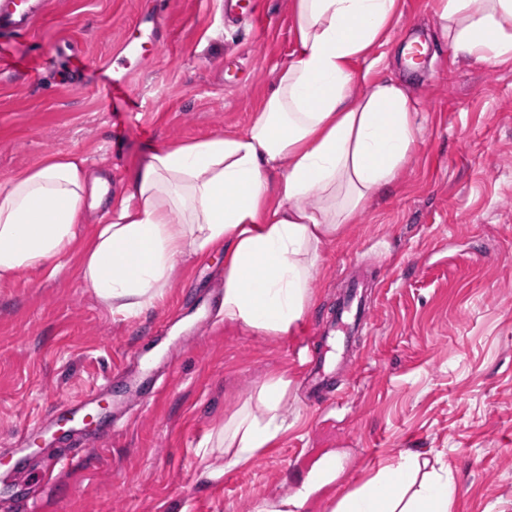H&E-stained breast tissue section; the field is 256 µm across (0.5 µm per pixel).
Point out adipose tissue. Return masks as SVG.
Masks as SVG:
<instances>
[{"mask_svg":"<svg viewBox=\"0 0 512 512\" xmlns=\"http://www.w3.org/2000/svg\"><path fill=\"white\" fill-rule=\"evenodd\" d=\"M455 54L512 61V0H437ZM399 0H293L296 57L242 134L152 151L112 199L86 158L54 154L0 184V285L58 272L87 209L103 211L80 274L113 312L138 316L165 295L176 263L224 253L226 322L292 332L312 302L313 271L352 214L396 179L415 143V102L391 79L355 90ZM288 379L263 383L216 432L225 467L252 461L288 428ZM446 471L415 455L384 466L333 512H452Z\"/></svg>","mask_w":512,"mask_h":512,"instance_id":"ef3b65f1","label":"adipose tissue"}]
</instances>
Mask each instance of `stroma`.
Listing matches in <instances>:
<instances>
[{
	"instance_id": "obj_1",
	"label": "stroma",
	"mask_w": 512,
	"mask_h": 512,
	"mask_svg": "<svg viewBox=\"0 0 512 512\" xmlns=\"http://www.w3.org/2000/svg\"><path fill=\"white\" fill-rule=\"evenodd\" d=\"M155 0H52L32 32L0 35V182L47 156L77 152L113 195L153 150L244 133L295 51L291 0H252L260 29L225 26L219 0H166L158 54L113 101L63 82L62 40L91 61L117 51ZM436 0H400L398 17L357 60L358 91L402 82L416 102L413 150L388 190L328 245L313 302L293 332L266 336L217 314L224 255L177 263L164 299L127 319L80 276L83 244L53 275L0 285V512L19 499L40 512H253L298 493L324 455L342 467L304 512H332L380 467L417 452L452 477L453 512H512V62L457 59L436 40ZM426 44L415 65L406 47ZM359 281L366 333L331 366L328 400L302 384L308 351L326 349L336 303ZM288 378V430L250 463L228 468L211 434L266 380ZM36 440L24 433L34 423ZM72 463L43 480L57 458ZM221 469L202 477L204 466Z\"/></svg>"
}]
</instances>
